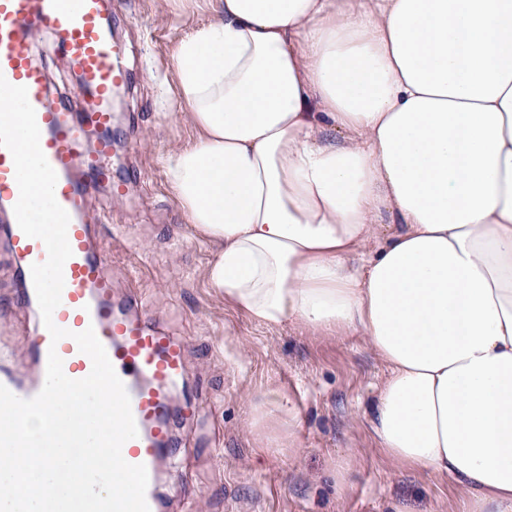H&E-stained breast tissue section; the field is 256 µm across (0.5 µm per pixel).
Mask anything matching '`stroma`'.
<instances>
[{
	"instance_id": "1",
	"label": "stroma",
	"mask_w": 512,
	"mask_h": 512,
	"mask_svg": "<svg viewBox=\"0 0 512 512\" xmlns=\"http://www.w3.org/2000/svg\"><path fill=\"white\" fill-rule=\"evenodd\" d=\"M115 41L132 76L122 98V144L112 157L124 195L99 190L90 217L105 216L100 238L116 298L134 297L184 345L185 376L174 404L196 397L199 415L178 421L171 460L187 475L160 473L163 512H459L463 492L447 479L401 467L378 449L370 409L385 365L363 336H318L297 326L270 330L225 308L203 278L213 248L197 238L175 202L163 157L190 141L170 86L172 53L210 16L208 0L185 10L166 0H113ZM13 260L0 247V344L14 367L31 370L26 336L34 321L8 307ZM285 388L301 414L293 447L262 448L246 427L249 396ZM351 458L350 490L336 485V460Z\"/></svg>"
}]
</instances>
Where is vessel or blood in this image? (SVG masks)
<instances>
[{"label":"vessel or blood","instance_id":"vessel-or-blood-1","mask_svg":"<svg viewBox=\"0 0 512 512\" xmlns=\"http://www.w3.org/2000/svg\"><path fill=\"white\" fill-rule=\"evenodd\" d=\"M50 32L54 50L65 57L79 75L78 88L85 99L81 111L53 99L47 72L31 48L34 31ZM0 74L14 85L26 87L40 129V147L58 180L55 196L68 212L67 237L71 257L63 268L61 303L54 323L67 329L68 337L52 341L44 323H36L28 338L34 376L0 368V385L22 399L35 397L46 378L49 350H56L69 378L86 377L90 358L80 352L76 333L93 329L104 346L116 374L131 401L138 430L123 448L124 459L145 465L148 473L146 501L150 512H161L156 493L163 452L170 446L171 417L191 418L198 401H187L173 410L169 392L183 378L182 348L153 325L136 302H116L112 282L102 268L99 251L100 225L87 220V200L95 191L115 189L112 177L114 116L111 101L128 83L119 62L112 28V0H0ZM98 131L94 151H86L84 133ZM19 198L10 151L0 147V238L14 260L18 288L13 306L38 311L30 268L45 262L47 250L37 238L19 228L13 208Z\"/></svg>","mask_w":512,"mask_h":512}]
</instances>
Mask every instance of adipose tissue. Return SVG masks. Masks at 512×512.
I'll list each match as a JSON object with an SVG mask.
<instances>
[{
	"label": "adipose tissue",
	"instance_id": "1",
	"mask_svg": "<svg viewBox=\"0 0 512 512\" xmlns=\"http://www.w3.org/2000/svg\"><path fill=\"white\" fill-rule=\"evenodd\" d=\"M173 50L169 188L269 329L365 336L386 457L512 512V0H211ZM394 224L371 256L362 249ZM287 393L249 405L292 443Z\"/></svg>",
	"mask_w": 512,
	"mask_h": 512
}]
</instances>
